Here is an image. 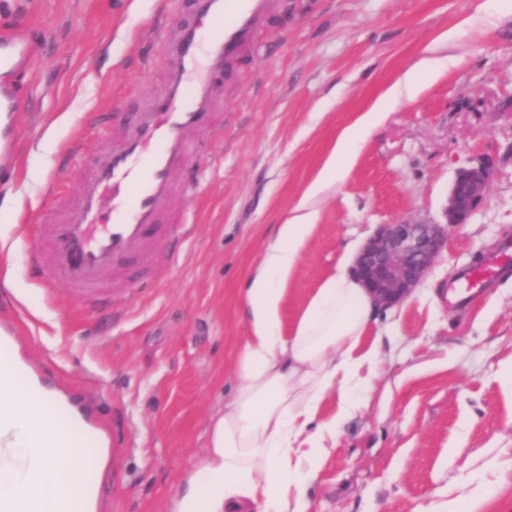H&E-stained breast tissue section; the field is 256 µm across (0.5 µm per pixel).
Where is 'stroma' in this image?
I'll return each mask as SVG.
<instances>
[{"instance_id":"stroma-1","label":"stroma","mask_w":512,"mask_h":512,"mask_svg":"<svg viewBox=\"0 0 512 512\" xmlns=\"http://www.w3.org/2000/svg\"><path fill=\"white\" fill-rule=\"evenodd\" d=\"M185 0H17L0 14L40 42L23 78L18 166L0 176V316L17 353L48 365L59 389L97 403L118 440L104 512H171L185 472L238 381L250 272L301 201L317 225L288 284L291 327L323 280L378 225L440 218L460 167L492 176L468 224L413 294L371 322L381 341L367 401L313 462L309 512H512V272L468 303L448 286L512 239V0H280L238 64L217 126L178 176L170 239L129 273L120 307L89 310L69 286L47 288L31 250L50 189L74 196L93 142L115 138L161 80L153 25ZM416 88L388 89L406 74ZM380 104L345 177L306 191L338 138Z\"/></svg>"}]
</instances>
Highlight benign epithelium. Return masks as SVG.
I'll return each mask as SVG.
<instances>
[{
    "label": "benign epithelium",
    "instance_id": "benign-epithelium-1",
    "mask_svg": "<svg viewBox=\"0 0 512 512\" xmlns=\"http://www.w3.org/2000/svg\"><path fill=\"white\" fill-rule=\"evenodd\" d=\"M491 178L486 162L460 168L452 182L443 220H399L379 225L355 260V273L379 309L408 298L435 266L448 242V229L468 223Z\"/></svg>",
    "mask_w": 512,
    "mask_h": 512
}]
</instances>
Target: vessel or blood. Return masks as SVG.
<instances>
[{"label": "vessel or blood", "instance_id": "vessel-or-blood-1", "mask_svg": "<svg viewBox=\"0 0 512 512\" xmlns=\"http://www.w3.org/2000/svg\"><path fill=\"white\" fill-rule=\"evenodd\" d=\"M193 19L155 32L160 46L162 80L134 114L119 140L100 147L78 200L62 220L44 227L34 253L46 285L63 281L87 308L112 306L124 298L127 275L148 261L165 238L179 234L177 224L161 221L162 206L176 191L175 173L200 152L197 133L212 129L224 101L225 85L237 63L251 51L257 32L277 11L279 0H191ZM28 36H0V174L14 163L15 114L20 103L16 75L26 66ZM116 207H107V199ZM111 221H104V211ZM512 255L503 243L481 264L466 269L455 303L489 287ZM33 393H49L65 403L74 418L98 427V418L82 397L52 389L39 368L30 370ZM73 512H101L95 482L76 493Z\"/></svg>", "mask_w": 512, "mask_h": 512}]
</instances>
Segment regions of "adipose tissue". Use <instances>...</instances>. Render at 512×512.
<instances>
[{
  "mask_svg": "<svg viewBox=\"0 0 512 512\" xmlns=\"http://www.w3.org/2000/svg\"><path fill=\"white\" fill-rule=\"evenodd\" d=\"M317 214L299 204L250 275L244 294L250 334L240 346L239 383L211 434L207 456L193 466L171 512H308L310 460L324 452L358 408L377 375L378 345L361 348L375 311L346 267H338L283 334L284 284L299 265ZM337 409L322 417L328 397ZM55 419L22 386L0 395V445L13 449L0 465V498L19 499L23 512H68L83 456L65 436L41 438Z\"/></svg>",
  "mask_w": 512,
  "mask_h": 512,
  "instance_id": "obj_1",
  "label": "adipose tissue"
}]
</instances>
